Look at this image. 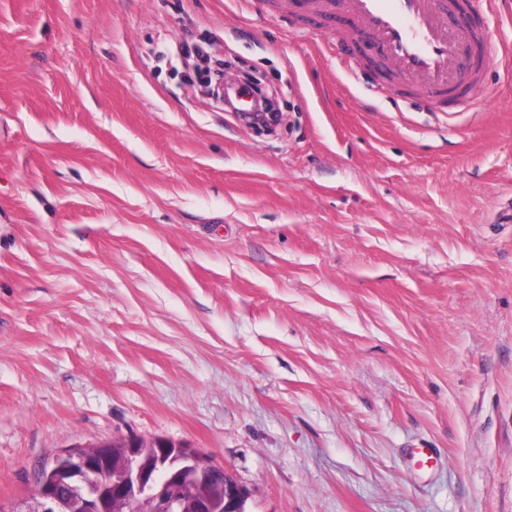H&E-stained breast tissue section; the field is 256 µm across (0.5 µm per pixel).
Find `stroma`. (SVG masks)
<instances>
[{
  "mask_svg": "<svg viewBox=\"0 0 512 512\" xmlns=\"http://www.w3.org/2000/svg\"><path fill=\"white\" fill-rule=\"evenodd\" d=\"M347 39L294 0H0V504L136 435L248 512H512V64L433 112ZM174 447L172 456L166 460L169 466L168 470L176 469L177 472L186 469L187 466L201 464L203 456L196 449L179 444H174ZM220 489L222 495L224 494V507L226 503L229 508L225 512H246V503L249 498L247 489L237 482L224 485V474L220 472H217L208 483L201 486L198 496H219Z\"/></svg>",
  "mask_w": 512,
  "mask_h": 512,
  "instance_id": "1",
  "label": "stroma"
}]
</instances>
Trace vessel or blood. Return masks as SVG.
I'll use <instances>...</instances> for the list:
<instances>
[{"label":"vessel or blood","mask_w":512,"mask_h":512,"mask_svg":"<svg viewBox=\"0 0 512 512\" xmlns=\"http://www.w3.org/2000/svg\"><path fill=\"white\" fill-rule=\"evenodd\" d=\"M486 0H318L317 9L357 23L366 45L404 84H379L386 98L410 95L436 111L481 103L479 34L461 12L483 14Z\"/></svg>","instance_id":"b4317fda"}]
</instances>
